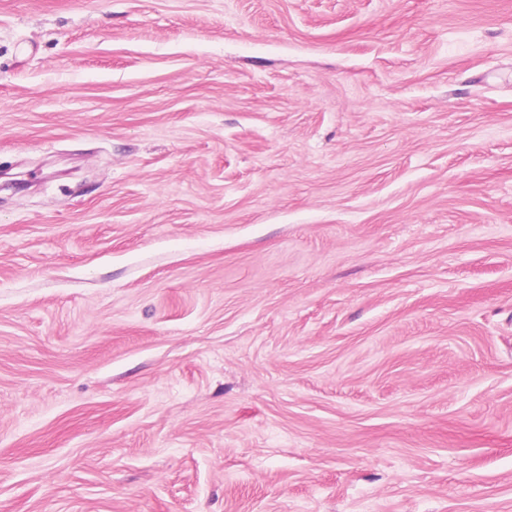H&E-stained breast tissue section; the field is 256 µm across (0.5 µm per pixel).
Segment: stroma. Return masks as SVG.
<instances>
[{"mask_svg":"<svg viewBox=\"0 0 512 512\" xmlns=\"http://www.w3.org/2000/svg\"><path fill=\"white\" fill-rule=\"evenodd\" d=\"M0 512H512V0H0Z\"/></svg>","mask_w":512,"mask_h":512,"instance_id":"stroma-1","label":"stroma"}]
</instances>
